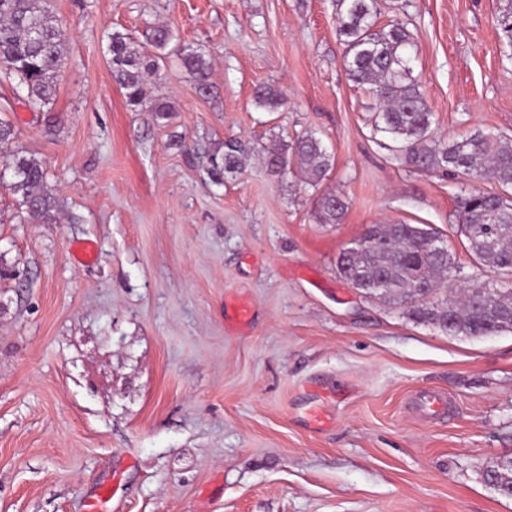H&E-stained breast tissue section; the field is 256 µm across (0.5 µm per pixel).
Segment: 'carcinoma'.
<instances>
[{
    "instance_id": "obj_1",
    "label": "carcinoma",
    "mask_w": 512,
    "mask_h": 512,
    "mask_svg": "<svg viewBox=\"0 0 512 512\" xmlns=\"http://www.w3.org/2000/svg\"><path fill=\"white\" fill-rule=\"evenodd\" d=\"M378 0H336V32L344 45L343 62L349 79L367 89L378 101L374 130L400 145L403 162L419 171L452 169L470 180L493 183L498 193L474 188L462 199L458 224L474 265L488 267L512 278V137L480 130L451 143L442 142L432 130L433 112L413 76V37L407 27L394 21L378 29ZM499 26L512 44V0L500 9ZM171 42L169 29L159 26L147 49L127 33L109 36L112 77L134 112H150L167 118L168 102L146 95L148 78L160 75V52ZM182 67L195 76L201 95L213 93L210 64L194 50L178 54ZM65 65V41L47 0H0V72L16 81L34 109L50 104ZM282 94L272 85H260L255 102L275 108ZM257 152L242 140L224 141V150L205 153L211 175L234 176L243 159ZM266 171L274 176L292 174L298 183L316 187L331 164L322 141L313 134L298 136L284 149L263 153ZM11 172V192L19 196L26 213L50 222L57 198L47 172L33 158L11 154L4 163ZM348 207L346 198L328 190L317 199L321 224H337ZM439 232L417 224H373L362 238L339 253V275L370 298L394 304L421 323L431 324L450 336L477 337L493 329L512 331V288L496 282L472 279L463 296L422 299V288L436 291L455 268L453 252L439 253L433 239ZM367 241L376 247L363 246Z\"/></svg>"
}]
</instances>
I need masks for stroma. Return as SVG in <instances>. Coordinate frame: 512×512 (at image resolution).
Segmentation results:
<instances>
[{"label": "stroma", "mask_w": 512, "mask_h": 512, "mask_svg": "<svg viewBox=\"0 0 512 512\" xmlns=\"http://www.w3.org/2000/svg\"><path fill=\"white\" fill-rule=\"evenodd\" d=\"M67 64L31 108L0 76L11 151L56 189L30 220L0 180V512H512L484 469L512 456V332L449 336L366 298L336 271L374 224L447 239V287L494 280L463 248L459 176L406 166L373 132L377 100L349 80L335 0H49ZM499 0H382L404 23L441 140L512 134V43ZM173 39L150 98L129 109L107 37ZM211 63L202 96L176 51ZM269 83L285 102L260 107ZM314 133L318 187L249 160L214 183L203 150ZM342 191L339 223L316 199ZM98 246L92 264L75 242ZM251 308L247 326L234 307ZM446 393L428 417L420 392Z\"/></svg>", "instance_id": "1"}]
</instances>
